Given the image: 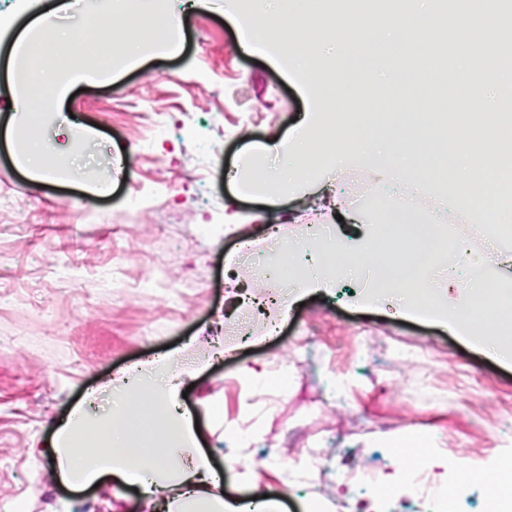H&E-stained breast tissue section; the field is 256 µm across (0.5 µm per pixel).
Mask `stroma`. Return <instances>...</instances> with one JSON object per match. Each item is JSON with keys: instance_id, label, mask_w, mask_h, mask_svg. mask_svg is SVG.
Returning <instances> with one entry per match:
<instances>
[{"instance_id": "obj_1", "label": "stroma", "mask_w": 512, "mask_h": 512, "mask_svg": "<svg viewBox=\"0 0 512 512\" xmlns=\"http://www.w3.org/2000/svg\"><path fill=\"white\" fill-rule=\"evenodd\" d=\"M225 0L186 13L180 56L146 58L108 83L56 104L97 138L78 165L108 181L97 196L79 183L26 176L0 143V512H143L136 492L54 483L48 448L57 425L93 394L112 408L114 382L163 351L177 353L198 435L224 470L223 491L260 490L280 512H491L498 469L512 456V364L448 328L409 317L398 299L375 307L365 264L304 305H271L254 287L241 237L262 243L280 224L303 265L310 214L355 184L399 198L379 173L348 182L320 169L305 202L237 194L240 152L287 137L308 104L266 56L241 47ZM390 129L437 135L422 99L375 103ZM281 332L263 333L266 317ZM376 336L359 350L353 335ZM290 368L287 391H261L243 367ZM224 405L210 423L204 399ZM255 434L237 450L224 430ZM427 434L426 454L448 466L405 481L403 436ZM319 438L308 449L306 436Z\"/></svg>"}]
</instances>
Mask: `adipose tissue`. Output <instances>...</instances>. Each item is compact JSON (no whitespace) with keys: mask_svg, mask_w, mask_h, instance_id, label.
<instances>
[{"mask_svg":"<svg viewBox=\"0 0 512 512\" xmlns=\"http://www.w3.org/2000/svg\"><path fill=\"white\" fill-rule=\"evenodd\" d=\"M165 0H119L117 13L89 12L84 18L94 31L86 54L93 64L73 56L74 30L62 21L67 6L58 0H18L17 14L0 19V46L8 48L14 123L5 133L16 164L34 179L45 178L50 167L41 101L58 102L82 81L111 76L112 58L129 66L142 63L145 39L119 38L113 15L155 19ZM378 236H366L356 251L343 244L322 248L324 260L315 270L300 269L299 291L328 287L340 275L362 263L378 261ZM147 375L127 381L118 390L111 414L89 413L77 407L60 425L52 442L58 460L56 478L67 485L89 487L104 477L136 487L154 512H277L275 500L227 498L214 493L216 469L201 448L195 417L179 403L178 372L173 357L149 364Z\"/></svg>","mask_w":512,"mask_h":512,"instance_id":"obj_1","label":"adipose tissue"}]
</instances>
